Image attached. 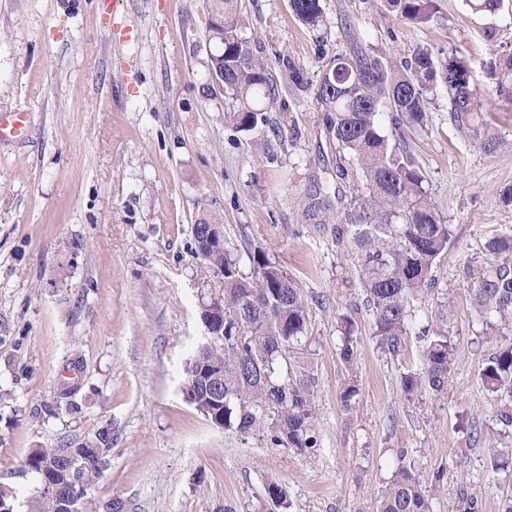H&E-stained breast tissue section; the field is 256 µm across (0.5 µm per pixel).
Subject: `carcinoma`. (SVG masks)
<instances>
[{"label": "carcinoma", "instance_id": "obj_1", "mask_svg": "<svg viewBox=\"0 0 512 512\" xmlns=\"http://www.w3.org/2000/svg\"><path fill=\"white\" fill-rule=\"evenodd\" d=\"M473 13H496L503 0H464ZM388 9L409 22L425 24L436 13L434 0H386ZM296 17L317 28L325 23L321 0H291ZM208 37L217 68L224 71V97L231 101L226 122L239 132L269 124L267 110L278 103V87L270 83L263 59L242 36L244 20L238 0H210ZM278 65L297 86L301 69L285 54ZM487 76L498 100L512 105V55L492 62ZM448 93L454 122L473 132L485 152L499 137L484 116L479 84L467 60L456 54L436 62L428 49H418L396 65L385 57L337 55L323 70L315 93L324 123L341 151L352 154L365 178L364 193L337 215L336 244L347 249L350 267L371 316V331L391 354L404 348L412 318L410 302L428 291L434 266L453 238L426 188L425 176L409 147V135L427 126L426 93L437 86ZM388 117L389 127L383 126ZM195 252L215 273L224 276V337L206 341L189 360L185 390L193 405L214 426L258 429L271 444L313 448L316 409L313 382L291 363L292 349L308 333L302 289L262 249L248 254L250 275L241 272L229 246L205 249L198 224L193 225ZM492 257L474 288L473 305L484 329L494 338L512 331V226L485 244ZM339 355L348 368L357 356L356 322L340 318ZM423 371L402 377L411 400L448 384L454 345L442 332L421 328ZM220 371L221 395L208 384V373ZM483 386L501 397L499 437L512 439V344L500 346L483 363ZM83 448H41L28 459L39 482L91 486L107 466V436ZM29 512H60L56 498L36 491ZM377 512H433L432 498L420 481L402 467L382 491Z\"/></svg>", "mask_w": 512, "mask_h": 512}]
</instances>
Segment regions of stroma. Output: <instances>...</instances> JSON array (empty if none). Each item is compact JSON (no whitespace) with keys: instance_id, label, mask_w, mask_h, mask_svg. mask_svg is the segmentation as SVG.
Listing matches in <instances>:
<instances>
[{"instance_id":"1","label":"stroma","mask_w":512,"mask_h":512,"mask_svg":"<svg viewBox=\"0 0 512 512\" xmlns=\"http://www.w3.org/2000/svg\"><path fill=\"white\" fill-rule=\"evenodd\" d=\"M415 25L383 0H322L310 28L290 0H240L244 31L277 86L286 54L305 89L269 109L283 135L226 123L212 79L209 0H0V112L27 115L19 141H0V499L28 512L38 448H78L107 434L109 464L88 492L95 512H267L279 480L286 512H375L404 466L434 494V512H501L512 464L495 470L499 400L479 370L512 332L486 338L472 293L489 263L486 240L512 226V106L497 102L489 61L512 54V4L471 13L436 0ZM420 48L467 58L500 135L493 152L450 119L443 88L426 99L431 123L411 150L454 237L435 286L411 303L401 354L361 331L357 371L339 357L337 321L352 312L346 250L316 198L346 208L363 181L315 99L338 54L400 61ZM220 218L243 273L261 247L303 291L310 337L292 355L311 377L316 447L270 445L265 434L215 427L183 392L185 365L204 336L203 303L224 279L195 254L191 228ZM353 313V312H352ZM455 346L448 385L405 400L403 374L423 366L420 327ZM358 393L343 402L350 376ZM76 385L64 397V384Z\"/></svg>"}]
</instances>
